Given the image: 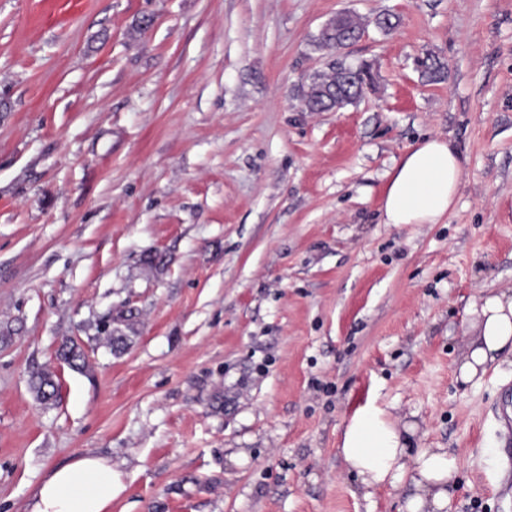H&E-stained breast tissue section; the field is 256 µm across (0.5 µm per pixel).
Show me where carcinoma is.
Wrapping results in <instances>:
<instances>
[{"label":"carcinoma","mask_w":512,"mask_h":512,"mask_svg":"<svg viewBox=\"0 0 512 512\" xmlns=\"http://www.w3.org/2000/svg\"><path fill=\"white\" fill-rule=\"evenodd\" d=\"M344 45V40L337 34L322 30L316 38V46L321 50L338 49ZM424 72L432 80L441 78L445 66L440 59L432 54L422 60ZM364 78L362 73L349 75L344 73L343 66L331 64L327 69L315 73L309 83L302 87L301 95L306 109L310 112H325L339 110L353 103L363 92ZM105 335L106 345L114 351H121L127 346L128 336L117 329L105 326L99 329ZM59 360L68 364L72 369L83 371L87 362L81 347L66 342L57 352ZM32 388L37 398L45 404L54 401L58 394V384L55 374L43 370L32 375Z\"/></svg>","instance_id":"obj_1"}]
</instances>
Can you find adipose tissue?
<instances>
[{
	"label": "adipose tissue",
	"mask_w": 512,
	"mask_h": 512,
	"mask_svg": "<svg viewBox=\"0 0 512 512\" xmlns=\"http://www.w3.org/2000/svg\"><path fill=\"white\" fill-rule=\"evenodd\" d=\"M462 172L451 142L439 137L418 142L390 175L379 208L381 222L439 223L455 202ZM478 316L479 334L458 367V378L465 383L485 373L498 353L512 348V294L485 297ZM413 432V426L399 425L368 404L346 425L339 453L364 497L388 487L405 492V512H449V487L459 460L443 448L411 449ZM115 481L111 459L77 455L43 479L25 512H111Z\"/></svg>",
	"instance_id": "obj_1"
}]
</instances>
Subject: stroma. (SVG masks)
Here are the masks:
<instances>
[{"label":"stroma","instance_id":"1","mask_svg":"<svg viewBox=\"0 0 512 512\" xmlns=\"http://www.w3.org/2000/svg\"><path fill=\"white\" fill-rule=\"evenodd\" d=\"M343 11L364 37L318 49ZM334 62L374 86L307 111ZM428 137L463 159L452 210L380 223ZM501 292L512 0H0V512L84 452L112 460V512H400L338 453L370 400L458 455L453 512H512V353L457 378ZM57 357L74 370L83 371L87 368V362L81 347L74 344L72 340L66 341L60 346ZM32 388L37 398L45 404L54 401L58 394V384L55 374L43 370L32 375Z\"/></svg>","mask_w":512,"mask_h":512}]
</instances>
